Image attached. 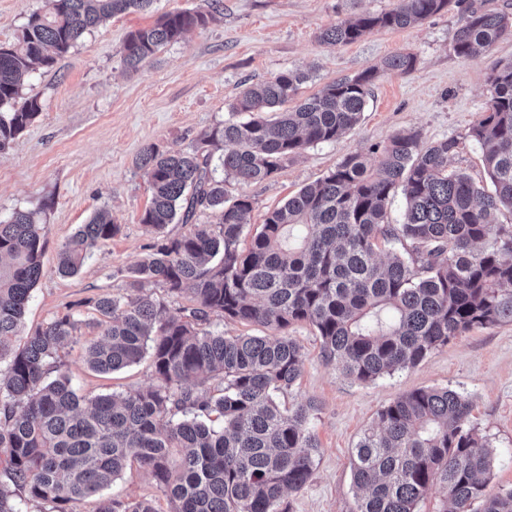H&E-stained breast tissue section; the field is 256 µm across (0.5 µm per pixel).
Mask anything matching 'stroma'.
Returning <instances> with one entry per match:
<instances>
[{
	"mask_svg": "<svg viewBox=\"0 0 512 512\" xmlns=\"http://www.w3.org/2000/svg\"><path fill=\"white\" fill-rule=\"evenodd\" d=\"M201 0H154L144 11L112 16L86 33L49 67H38L22 89L38 97L42 110L8 151L0 155V217L36 210L44 224V274L33 288L24 317L32 331L64 313L93 315L90 302L121 293L128 268L149 253L154 235L140 222L152 189L139 167L148 147L186 150L204 132L228 119L230 106L247 86L287 70L307 72L301 97L325 84L352 78L387 57L411 52L413 71L382 72L370 87L356 128L340 139L314 145L272 178L251 184L229 182L228 198L249 196L253 209L241 237L249 244L267 212L323 177L346 155L385 144L412 130L427 142L458 138L463 148L452 161L475 181L488 177L481 151L469 137L489 99L487 77L512 62V37L464 59L451 40L465 12L455 7L400 29H373L356 42L328 46L319 34L339 21L396 7L397 0H221L207 27L188 32L138 71L123 64L130 31L152 25L166 12L190 10ZM109 210L119 232L98 244L74 276L56 273L59 251L78 225L98 210ZM305 362L282 404L311 401V426L319 443L314 471L299 491L286 494L289 512H355L352 453L378 411L418 388H448L471 403L470 426L497 449L490 491L512 488V322L478 328L433 350L415 367L360 384L325 361L312 327L289 331ZM63 370L79 395L92 397L153 384L150 359L113 374L88 368L81 345L62 356ZM122 500L155 498L160 512L169 505L153 477L126 470L109 488Z\"/></svg>",
	"mask_w": 512,
	"mask_h": 512,
	"instance_id": "1",
	"label": "stroma"
}]
</instances>
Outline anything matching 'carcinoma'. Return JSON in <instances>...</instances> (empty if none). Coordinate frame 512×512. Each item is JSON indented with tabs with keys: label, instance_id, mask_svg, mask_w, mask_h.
I'll return each mask as SVG.
<instances>
[{
	"label": "carcinoma",
	"instance_id": "obj_1",
	"mask_svg": "<svg viewBox=\"0 0 512 512\" xmlns=\"http://www.w3.org/2000/svg\"><path fill=\"white\" fill-rule=\"evenodd\" d=\"M463 0H398L395 8L340 21L321 34L350 44L373 28L398 29ZM16 41L0 44V154L41 111L21 97L34 64L53 65L84 33L108 17L146 10L153 0H47ZM166 13L128 34L123 63L136 70L163 46L204 28L219 0ZM512 37V18L466 7L452 50L469 58ZM416 55L399 53L354 78L298 100L308 80L287 70L245 89L232 117L187 150L148 148L140 157L152 187L141 223L159 238L128 269L124 293L103 295L93 322L72 312L20 336L31 290L43 275L44 224L16 210L0 220V453L6 477L0 512H19L14 490L48 512H159L153 499L103 495L138 465L156 481L169 512H288L285 494L310 480L318 441L313 402L283 407L277 394L300 378L304 354L288 330L312 326L324 360L358 383L413 367L431 351L475 328L512 322V63L487 78L490 99L470 136L482 148L491 189L448 169L460 141L424 142L416 132L352 152L316 182L269 211L248 250L239 242L252 201L225 197L224 183L261 182L309 146L333 142L360 122L379 71L406 73ZM220 152L222 178L211 170ZM403 222L388 221L396 194ZM209 211L210 224L194 223ZM169 224H191L181 237ZM119 231L95 213L62 244L57 273L72 276L91 250ZM404 252L377 260L382 245ZM186 294L171 311L147 288ZM270 330L226 336L203 328L211 315ZM98 329L84 345L88 367L121 370L150 356L156 382L127 393L85 399L61 372V352L82 325ZM53 380H48L51 373ZM470 401L448 388H420L381 408L354 448L352 480L362 491L355 512H417L430 487L444 498L437 512H512V489L487 491L495 459L490 440L466 425ZM481 504V510L474 509Z\"/></svg>",
	"mask_w": 512,
	"mask_h": 512
}]
</instances>
